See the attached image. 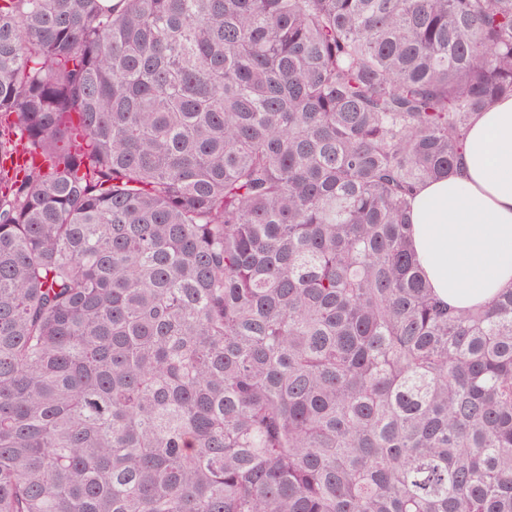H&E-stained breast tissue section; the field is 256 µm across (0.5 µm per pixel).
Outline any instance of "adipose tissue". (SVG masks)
<instances>
[{"label":"adipose tissue","instance_id":"adipose-tissue-1","mask_svg":"<svg viewBox=\"0 0 512 512\" xmlns=\"http://www.w3.org/2000/svg\"><path fill=\"white\" fill-rule=\"evenodd\" d=\"M410 219L441 300L469 309L512 286V98L475 118L454 172L415 189Z\"/></svg>","mask_w":512,"mask_h":512}]
</instances>
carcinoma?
I'll use <instances>...</instances> for the list:
<instances>
[{
	"instance_id": "obj_1",
	"label": "carcinoma",
	"mask_w": 512,
	"mask_h": 512,
	"mask_svg": "<svg viewBox=\"0 0 512 512\" xmlns=\"http://www.w3.org/2000/svg\"><path fill=\"white\" fill-rule=\"evenodd\" d=\"M512 0H0V512H512V288L410 240Z\"/></svg>"
}]
</instances>
